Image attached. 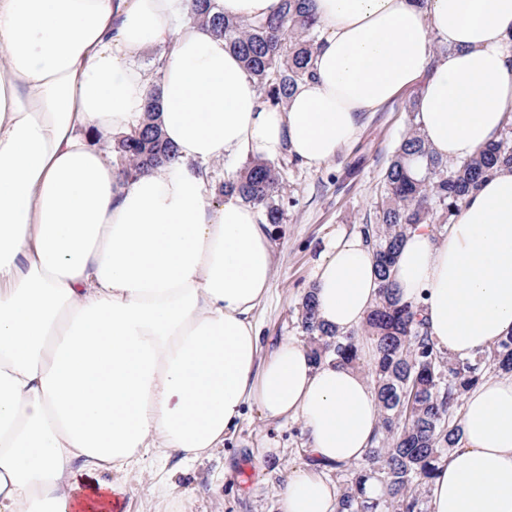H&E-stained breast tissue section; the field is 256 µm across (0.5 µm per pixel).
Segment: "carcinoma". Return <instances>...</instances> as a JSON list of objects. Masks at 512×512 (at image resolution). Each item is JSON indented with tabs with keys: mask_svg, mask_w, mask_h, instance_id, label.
<instances>
[{
	"mask_svg": "<svg viewBox=\"0 0 512 512\" xmlns=\"http://www.w3.org/2000/svg\"><path fill=\"white\" fill-rule=\"evenodd\" d=\"M185 15L208 24L241 59L263 102L282 106L298 85L316 80L312 59L320 47L321 24L312 0H279L272 14L241 20L224 15L216 0H186ZM158 97L151 91L146 118L115 142L120 171L133 177L175 159L174 146L157 124ZM512 165V124L472 158L450 162L426 145L411 126L384 173L378 223L363 233L372 247L379 299L361 333L340 335L319 320L313 292L301 302L300 321L315 361L360 367L361 339L374 348L371 375L377 393L381 436L365 464L339 490L338 512H424L419 489L460 436L463 395L489 371L512 373V333L473 359L439 352L428 335L422 305L396 294L393 270L407 233L418 224L447 223L467 195L499 167ZM218 193L259 209L264 223L283 220L285 186L279 169L250 157ZM384 487L379 499L365 484Z\"/></svg>",
	"mask_w": 512,
	"mask_h": 512,
	"instance_id": "obj_1",
	"label": "carcinoma"
}]
</instances>
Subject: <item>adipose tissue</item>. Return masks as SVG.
I'll return each mask as SVG.
<instances>
[{"label":"adipose tissue","instance_id":"ef3b65f1","mask_svg":"<svg viewBox=\"0 0 512 512\" xmlns=\"http://www.w3.org/2000/svg\"><path fill=\"white\" fill-rule=\"evenodd\" d=\"M183 7L0 0V512H93L120 491L106 473L197 460L250 404L301 420L315 459L288 474L280 512H337L320 466L364 462L375 389L293 337L260 358L269 227L252 205L210 203L203 166L287 152L320 167L356 140L359 113L413 88L441 158L475 156L512 122V0H315L317 78L281 109L208 25L174 27ZM152 46L177 159L127 178L97 142L142 119L151 81L134 59ZM313 279L325 327L365 324L379 279L363 235L337 233ZM394 281L442 353L472 358L512 332V168L460 203L444 239L410 230ZM459 423L430 512H512V374L469 390Z\"/></svg>","mask_w":512,"mask_h":512}]
</instances>
